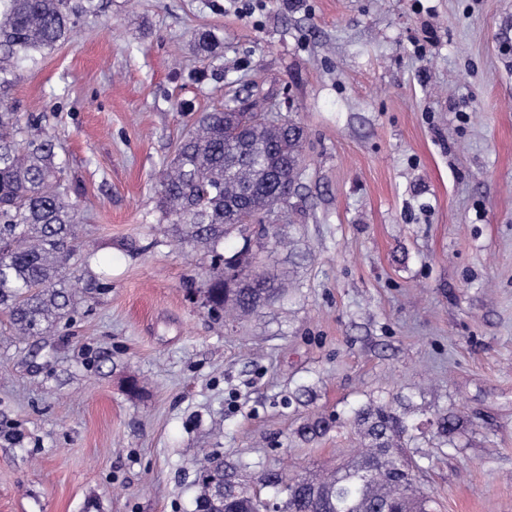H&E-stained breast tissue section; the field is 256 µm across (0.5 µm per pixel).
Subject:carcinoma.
<instances>
[{"instance_id": "1", "label": "carcinoma", "mask_w": 512, "mask_h": 512, "mask_svg": "<svg viewBox=\"0 0 512 512\" xmlns=\"http://www.w3.org/2000/svg\"><path fill=\"white\" fill-rule=\"evenodd\" d=\"M98 0H0V89L12 85L14 65L69 40L83 16L97 14ZM213 53L211 31L195 35ZM245 114L228 104L203 113L179 141L175 158L160 175L163 217L181 238L211 253L203 284L208 312L242 323L267 304L288 297L290 284L264 267L286 245L278 227L259 229V241L243 238L230 256L217 252L224 238L241 231L242 210L257 215L287 203L298 188L303 129L293 123L251 122L260 102ZM21 113L0 105V311L17 336L53 331L68 312L72 285L65 279L78 242V209L70 201L50 139L26 136ZM337 419L300 424L297 437L313 443ZM361 450L328 474L290 477L269 470L263 487L273 491L275 512H432L418 485L423 468L397 452L426 437L457 447L461 421L446 409L421 410L405 399L373 400L351 411ZM251 463L216 454L199 460L196 507L210 512L221 491L220 512H266L270 501L244 492L242 472Z\"/></svg>"}]
</instances>
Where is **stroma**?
<instances>
[{
    "label": "stroma",
    "instance_id": "obj_1",
    "mask_svg": "<svg viewBox=\"0 0 512 512\" xmlns=\"http://www.w3.org/2000/svg\"><path fill=\"white\" fill-rule=\"evenodd\" d=\"M103 3L0 98L54 139L95 248L51 335L0 323V512H193L202 452L248 458L258 491L352 456L345 425L298 440L306 417L400 395L465 420L406 451L436 512H512V0ZM234 90L306 134L269 217L293 292L244 328L208 315L210 256L158 204Z\"/></svg>",
    "mask_w": 512,
    "mask_h": 512
}]
</instances>
